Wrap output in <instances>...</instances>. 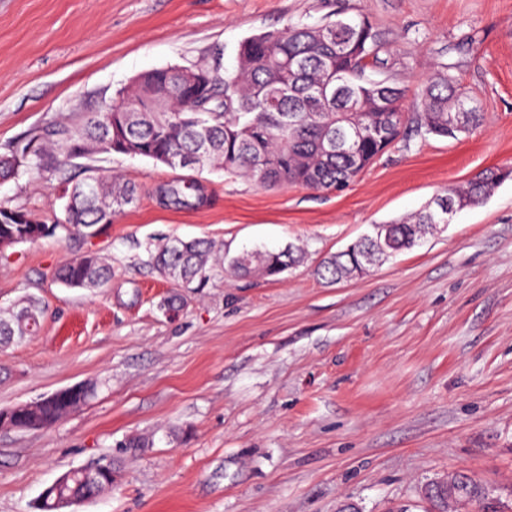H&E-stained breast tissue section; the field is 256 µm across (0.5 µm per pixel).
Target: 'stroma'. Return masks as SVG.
<instances>
[{"label": "stroma", "instance_id": "1", "mask_svg": "<svg viewBox=\"0 0 512 512\" xmlns=\"http://www.w3.org/2000/svg\"><path fill=\"white\" fill-rule=\"evenodd\" d=\"M337 12L380 31L365 75L404 87V107L444 70L481 100L483 124L410 132L340 191L206 170L193 210L155 197L175 170L99 159L137 185L134 205L94 236L0 255V310L27 295L46 307L36 333L0 348V410L99 386L51 428L0 430V512H36L61 474L105 456L111 488L75 512H434L424 485L458 471L512 501V181L365 277L317 274L373 225L512 166V0H0V153L80 123L148 71L216 51L230 71L245 38ZM58 187L48 172L0 180V205L51 224ZM164 237L232 254L292 244L305 259L275 280L217 269L176 285L146 263ZM88 253L111 264L106 286L54 279Z\"/></svg>", "mask_w": 512, "mask_h": 512}]
</instances>
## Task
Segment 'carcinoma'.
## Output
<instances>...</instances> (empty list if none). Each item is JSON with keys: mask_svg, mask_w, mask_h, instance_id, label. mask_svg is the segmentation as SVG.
Segmentation results:
<instances>
[{"mask_svg": "<svg viewBox=\"0 0 512 512\" xmlns=\"http://www.w3.org/2000/svg\"><path fill=\"white\" fill-rule=\"evenodd\" d=\"M380 32L364 16H336L317 26L289 25L245 39L239 46L233 74L221 77L210 67L187 72L181 67L157 69L139 76L122 92L125 103L108 104L84 124H54L43 139L47 151L33 140L17 142L0 155V177L48 169L65 184L63 217L47 225L32 213L0 206V243L13 247L60 230L65 235H94L98 225L136 201V186L94 164L97 155H139L171 169L200 171L218 168L239 174L261 186L301 185L312 190L345 188L384 152L377 131L398 140L409 121L416 130L448 137L479 125L478 100L445 73L424 81L417 93L416 112L402 109L405 90L393 81L365 77L377 60ZM191 157L189 165L180 163ZM87 162L77 164L75 160ZM512 167L487 168L467 181L451 185L443 196L457 204L471 199L480 205L505 181ZM158 201L169 208L193 210L204 196L193 182L165 181L157 185ZM446 219L432 206L383 226L386 242L364 236L331 258L319 270L329 281L357 275L385 257L414 246L432 235ZM215 246L204 239H168L148 248L149 264L177 284L207 278ZM302 259L301 251L242 252L229 259L242 278L275 276ZM111 276L108 262L85 255L61 265L56 280L69 288H101ZM42 308L29 297L17 311L0 314V347L30 334L41 322ZM94 389L75 395L54 392L29 411L31 430L50 427L85 404ZM108 473L92 478L77 471L60 476L56 493L39 500L40 512H64L112 486ZM437 512H503L494 490L467 474L448 476V494L431 498Z\"/></svg>", "mask_w": 512, "mask_h": 512, "instance_id": "1", "label": "carcinoma"}]
</instances>
